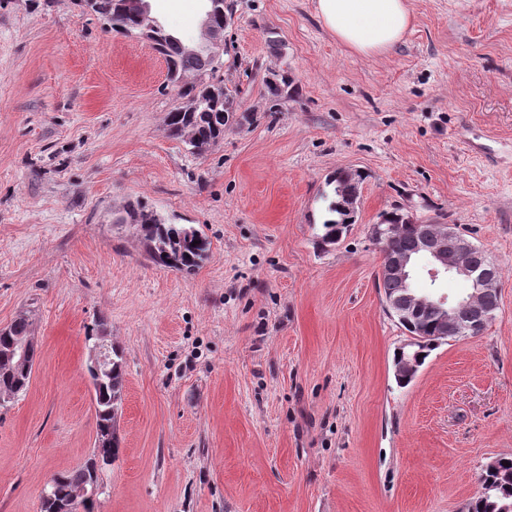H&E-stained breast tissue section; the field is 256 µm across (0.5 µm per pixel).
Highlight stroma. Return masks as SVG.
I'll list each match as a JSON object with an SVG mask.
<instances>
[{"label":"stroma","mask_w":512,"mask_h":512,"mask_svg":"<svg viewBox=\"0 0 512 512\" xmlns=\"http://www.w3.org/2000/svg\"><path fill=\"white\" fill-rule=\"evenodd\" d=\"M240 110L209 152L169 137L164 59L77 0H0V330L26 316L28 388L0 407V512H41L96 440L88 339L125 361L121 453L96 512H463L512 455V0H410L389 54L337 44L315 0H229ZM198 41L204 0H148ZM356 174V220L319 240ZM141 205L210 243L152 261ZM448 224L499 272L478 336L430 351L384 311L381 213ZM332 184H334V186L331 189V194L326 196L328 204L325 209V218L321 224L322 234L320 239L324 244L338 243L346 232L349 224H353L354 222L348 221L347 217L349 213L345 209V205L348 202L344 194L339 192V186L335 178L328 181L329 186Z\"/></svg>","instance_id":"obj_1"}]
</instances>
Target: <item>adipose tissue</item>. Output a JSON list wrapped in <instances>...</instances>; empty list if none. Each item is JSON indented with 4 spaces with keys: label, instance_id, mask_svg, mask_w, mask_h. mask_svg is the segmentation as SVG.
Wrapping results in <instances>:
<instances>
[{
    "label": "adipose tissue",
    "instance_id": "obj_1",
    "mask_svg": "<svg viewBox=\"0 0 512 512\" xmlns=\"http://www.w3.org/2000/svg\"><path fill=\"white\" fill-rule=\"evenodd\" d=\"M316 13L338 44L367 57L391 52L413 22L409 0H316Z\"/></svg>",
    "mask_w": 512,
    "mask_h": 512
}]
</instances>
